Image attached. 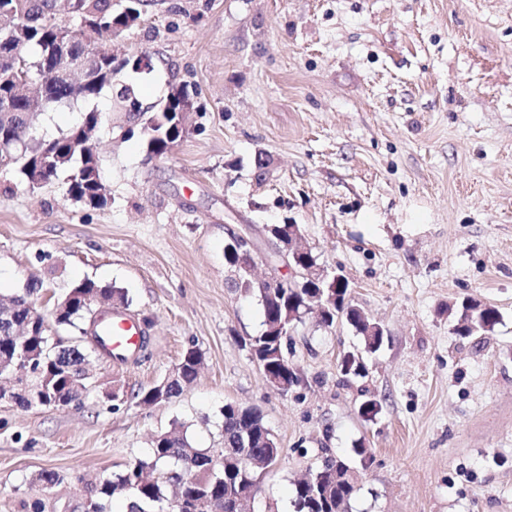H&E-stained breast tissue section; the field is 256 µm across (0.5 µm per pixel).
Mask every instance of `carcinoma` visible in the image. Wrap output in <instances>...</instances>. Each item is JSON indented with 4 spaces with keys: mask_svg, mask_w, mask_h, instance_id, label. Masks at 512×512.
<instances>
[{
    "mask_svg": "<svg viewBox=\"0 0 512 512\" xmlns=\"http://www.w3.org/2000/svg\"><path fill=\"white\" fill-rule=\"evenodd\" d=\"M145 2L147 0H138L134 13L129 14L125 10L114 12L110 0H73V14L81 21L99 22L98 33H110L114 28L126 30L137 25L144 14ZM50 14L46 4L31 22L16 20L0 27V54L19 46L24 50L22 59L26 64L42 61L44 67H51L52 60L45 54L56 38L58 25ZM101 62L102 73L92 85L36 84L33 91L35 99L59 105L79 98L86 101L97 98L104 89L112 87L115 74L110 55L102 54ZM7 69L8 66L0 61V105L7 102L11 108L9 112H0V132L35 136V112L29 108L30 99L15 93L13 82L5 76ZM180 93L189 94L188 87L183 85L172 89L159 108L144 119V142L152 155L166 154L188 132V126L178 112L176 95ZM83 123H101L100 112L95 109L84 112L80 122L49 140L51 154L32 156L14 152L6 167L13 168L24 182L27 166L44 161L49 167L47 182L64 173L68 197L77 202L87 198L89 204H94L92 168L88 166V160L69 151L70 142L79 134ZM42 291L43 281L34 280L27 284L23 293L11 296L8 302L0 300V341L23 334L30 310L36 307L37 296ZM316 292L315 288L280 285L275 288L274 297L264 298V317L283 316L287 312L300 314L307 298ZM87 294L127 305L122 289L100 285L91 279L83 280L55 298L56 305L70 302L72 306L60 319L48 311L43 313L33 335L28 337L25 351L29 353L30 374L27 386L14 395V403L19 407H36L38 401H48L57 394L74 404L88 393V376L82 364L90 354V345L80 335L67 341L51 337L54 330L73 329L78 332L90 319L99 322L94 302L85 299ZM335 295L337 301L326 305L323 311L319 320L321 326L329 329L340 317L359 336L364 352H377L384 344L385 336L375 322L362 316L359 308L350 302L349 289L339 288ZM458 320L461 324L454 332L467 338L492 331L500 322V313L491 305L471 302L460 307ZM284 341L283 336L257 334L249 338V349L264 373L277 374L293 386L298 378L288 366ZM355 356L357 353L354 352L352 358L346 357L339 362V369L348 381L366 377L364 365L353 360ZM201 361L202 355L197 348L191 347L184 352L182 373L166 383L165 399L179 396L194 383L198 375L196 365ZM222 417L221 446L218 448H195L186 434L175 427L153 436L149 459L138 460L103 479L82 480L89 512H110L109 506L116 498L126 501L127 512H148L147 507L151 504L159 505L163 512H226V503L230 500L236 502L243 498L251 502L249 493L258 478L278 461L282 448L278 443L270 447L265 442L270 430L264 425L259 408L226 403ZM165 463L173 464V469L164 473L161 479L151 476V472ZM170 487L175 488L171 498L167 495ZM358 490L357 469L340 459L328 457L312 476V481L302 480L294 484V503L297 512H348L350 501Z\"/></svg>",
    "mask_w": 512,
    "mask_h": 512,
    "instance_id": "cac0c4a2",
    "label": "carcinoma"
}]
</instances>
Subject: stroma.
Returning <instances> with one entry per match:
<instances>
[{
	"label": "stroma",
	"instance_id": "stroma-1",
	"mask_svg": "<svg viewBox=\"0 0 512 512\" xmlns=\"http://www.w3.org/2000/svg\"><path fill=\"white\" fill-rule=\"evenodd\" d=\"M141 54L151 66L133 71ZM112 61L140 107L96 102L108 202L0 169V298L32 279L58 296L114 285L151 320L148 346L136 362L91 359L81 404L0 402V512L38 496L46 512H85L81 479L148 459L176 423L217 447L230 402L260 408L282 448L252 512H296L294 482L360 442L373 460L350 512H512V0H148ZM181 84L195 91L190 131L150 155L141 114ZM228 224L266 254L267 225H298L346 277L388 336L366 378L338 369L361 347L353 330L309 315L285 348L297 384L268 385L248 346L263 308L226 260ZM467 297L499 310L493 332L454 334ZM192 346L203 364L180 396L112 400ZM45 471L62 477L47 496Z\"/></svg>",
	"mask_w": 512,
	"mask_h": 512
}]
</instances>
